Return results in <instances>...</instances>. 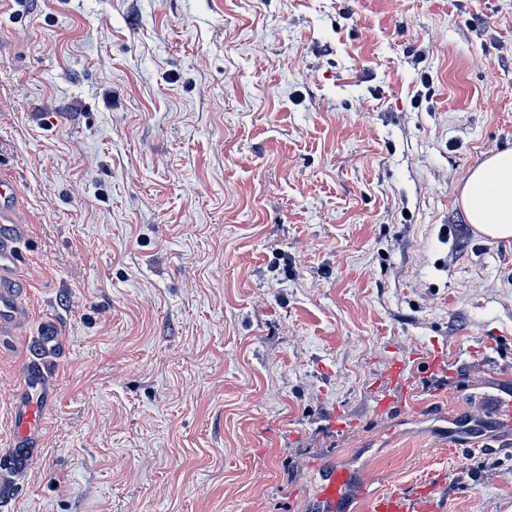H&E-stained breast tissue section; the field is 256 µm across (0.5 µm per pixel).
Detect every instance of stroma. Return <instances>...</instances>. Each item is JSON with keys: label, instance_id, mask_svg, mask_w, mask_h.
I'll return each mask as SVG.
<instances>
[{"label": "stroma", "instance_id": "35a3bbf8", "mask_svg": "<svg viewBox=\"0 0 512 512\" xmlns=\"http://www.w3.org/2000/svg\"><path fill=\"white\" fill-rule=\"evenodd\" d=\"M507 148L512 0L1 10L30 320L0 335V455L25 337L65 354L0 512H317L321 463L512 512V431L468 424L512 369V240L460 202ZM437 353L448 393L380 412L388 362Z\"/></svg>", "mask_w": 512, "mask_h": 512}]
</instances>
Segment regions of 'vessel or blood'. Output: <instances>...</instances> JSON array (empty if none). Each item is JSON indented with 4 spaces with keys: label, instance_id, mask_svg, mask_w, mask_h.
Here are the masks:
<instances>
[{
    "label": "vessel or blood",
    "instance_id": "vessel-or-blood-1",
    "mask_svg": "<svg viewBox=\"0 0 512 512\" xmlns=\"http://www.w3.org/2000/svg\"><path fill=\"white\" fill-rule=\"evenodd\" d=\"M28 236L27 221L20 213L17 185L0 176V334L10 331L28 319L22 302L16 271L21 262V245ZM39 357L31 361L21 378L10 409V445L14 448H38L44 439L47 413L53 391L50 370L61 358L63 348L58 337L45 335L36 342ZM500 421L512 426V372L496 374ZM415 379L405 364L389 366L380 382V409L398 414L415 413L412 401ZM324 482L317 496L320 512H346L351 501H359L360 512H443L437 491L443 480L431 477L414 491L384 489L369 491L365 473L325 465Z\"/></svg>",
    "mask_w": 512,
    "mask_h": 512
}]
</instances>
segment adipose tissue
Returning a JSON list of instances; mask_svg holds the SVG:
<instances>
[{"label":"adipose tissue","instance_id":"obj_1","mask_svg":"<svg viewBox=\"0 0 512 512\" xmlns=\"http://www.w3.org/2000/svg\"><path fill=\"white\" fill-rule=\"evenodd\" d=\"M461 202L469 223L482 235L512 238V149L491 155L470 172Z\"/></svg>","mask_w":512,"mask_h":512}]
</instances>
